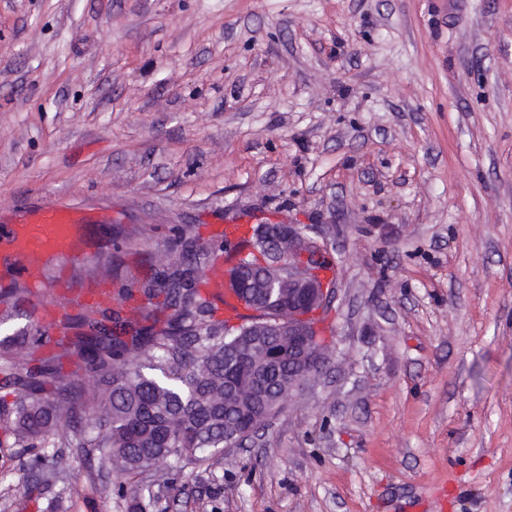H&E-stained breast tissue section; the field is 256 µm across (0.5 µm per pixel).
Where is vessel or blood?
<instances>
[{"label":"vessel or blood","instance_id":"1","mask_svg":"<svg viewBox=\"0 0 512 512\" xmlns=\"http://www.w3.org/2000/svg\"><path fill=\"white\" fill-rule=\"evenodd\" d=\"M84 220L81 210L62 199L24 207L9 219H0V284H26L33 314L40 322L58 323L62 310L37 289L34 276L46 257H80Z\"/></svg>","mask_w":512,"mask_h":512}]
</instances>
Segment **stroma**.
<instances>
[{
	"instance_id": "stroma-1",
	"label": "stroma",
	"mask_w": 512,
	"mask_h": 512,
	"mask_svg": "<svg viewBox=\"0 0 512 512\" xmlns=\"http://www.w3.org/2000/svg\"><path fill=\"white\" fill-rule=\"evenodd\" d=\"M58 198L83 289L309 227L333 345L222 468L0 447V512H512V0H0V214Z\"/></svg>"
}]
</instances>
